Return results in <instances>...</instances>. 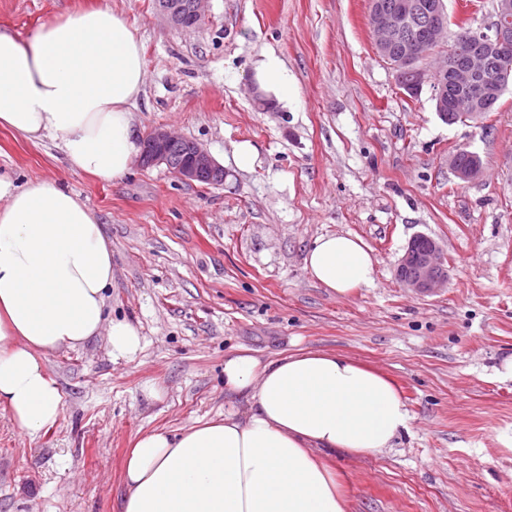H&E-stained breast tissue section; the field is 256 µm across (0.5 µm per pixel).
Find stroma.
<instances>
[{"instance_id": "stroma-1", "label": "stroma", "mask_w": 512, "mask_h": 512, "mask_svg": "<svg viewBox=\"0 0 512 512\" xmlns=\"http://www.w3.org/2000/svg\"><path fill=\"white\" fill-rule=\"evenodd\" d=\"M97 2L0 0V29L26 40ZM107 2L143 41L141 132L203 144L224 183L163 165L103 183L51 141L0 128L1 170L57 180L95 212L112 244L108 315L142 336L131 360H113L103 335L48 357L64 396L54 426L31 436L0 412V512H115L137 433L246 408L224 392V359L241 349L342 352L397 382L410 433L379 456L334 458L351 512H512V89L483 122H443L430 88L409 97L377 55L366 0H209L191 32L166 27L154 0ZM267 52L292 95L262 110L252 86ZM241 141L258 152L246 170ZM461 148L483 162L467 184L448 166ZM331 233L371 248L372 286L339 297L311 278L306 250ZM418 234L448 266L434 294L396 276Z\"/></svg>"}]
</instances>
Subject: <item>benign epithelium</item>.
I'll return each instance as SVG.
<instances>
[{"label":"benign epithelium","instance_id":"obj_1","mask_svg":"<svg viewBox=\"0 0 512 512\" xmlns=\"http://www.w3.org/2000/svg\"><path fill=\"white\" fill-rule=\"evenodd\" d=\"M205 0H155L164 24L174 30L201 27L206 19ZM368 21L375 36L378 56L396 73L414 75L413 86L430 84L435 108L442 107L448 74H453L462 92L454 99V110L463 119H482L483 103L498 93L501 84L491 76L493 68H504L505 51L512 45V0H493L492 20L455 41L446 63L430 72L424 66L432 49L449 36L448 11L444 0H368ZM442 83H437L438 78ZM138 163L142 167L166 165L182 182L224 184V168L199 143L156 126L144 141ZM448 166L462 183L482 173L480 158L460 167L457 154ZM400 283L420 294H432L448 283V269L441 248L430 237L416 235L399 260Z\"/></svg>","mask_w":512,"mask_h":512}]
</instances>
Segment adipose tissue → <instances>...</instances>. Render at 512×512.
<instances>
[{
  "instance_id": "obj_1",
  "label": "adipose tissue",
  "mask_w": 512,
  "mask_h": 512,
  "mask_svg": "<svg viewBox=\"0 0 512 512\" xmlns=\"http://www.w3.org/2000/svg\"><path fill=\"white\" fill-rule=\"evenodd\" d=\"M141 39L108 4L41 25L28 41L0 30V127L62 150L70 168L108 183L141 150L133 108L143 91ZM270 100H287L275 54L255 67ZM376 259L350 234L308 247L310 276L347 297L371 286ZM112 245L95 213L54 180L16 184L0 172V412L34 435L64 402L47 358L109 330L113 357L134 359L137 328L105 317ZM224 391L245 412L181 432L138 434L123 463L117 512H349L342 477L324 451L361 458L394 448L410 411L392 379L338 352L224 360Z\"/></svg>"
}]
</instances>
